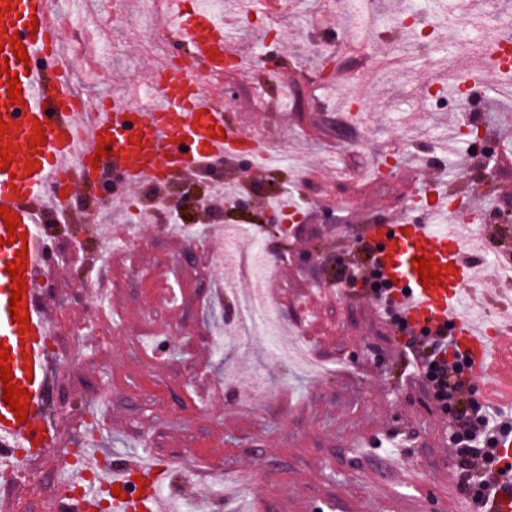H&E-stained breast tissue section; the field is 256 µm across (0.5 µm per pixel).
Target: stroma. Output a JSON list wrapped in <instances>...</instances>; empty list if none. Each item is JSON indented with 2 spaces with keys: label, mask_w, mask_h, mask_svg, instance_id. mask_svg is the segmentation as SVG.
Masks as SVG:
<instances>
[{
  "label": "stroma",
  "mask_w": 512,
  "mask_h": 512,
  "mask_svg": "<svg viewBox=\"0 0 512 512\" xmlns=\"http://www.w3.org/2000/svg\"><path fill=\"white\" fill-rule=\"evenodd\" d=\"M50 2L56 18H88L84 42L114 50L70 67L74 91L88 98L126 96L184 50L181 39L134 28L144 0L120 9L114 0ZM403 2L372 0L362 13L353 0H289L272 46L236 40L255 62L225 75L236 98L224 121L240 139L255 134L288 153L278 167L254 169L240 152L218 172L136 185L106 209L78 191L79 210L42 227L49 268L40 290L60 358L48 412L61 433L106 458L172 461L162 488L170 507L192 512L221 480L234 487L223 512H463L448 418L407 384L396 328L325 284L365 220L416 223L430 198L453 196L481 215L460 228L481 259L478 285L465 291L475 321L512 320V301L493 298L512 248V223L493 212L512 198V120L490 90L465 108L434 105L429 87L445 85L449 63L478 64V49L463 37L419 42L395 23ZM266 56L280 78L261 65ZM474 124L486 129L484 144L463 135ZM387 156L400 162L391 181L378 173ZM247 166L238 208L201 217L196 199ZM288 192L297 212L287 233L272 232L269 205ZM227 224L251 228L246 245L275 261L280 319L321 373L275 359L263 329L225 341L252 288L219 260ZM89 271L96 288L86 292ZM92 316L111 322V337L80 335ZM388 430L413 435L410 455L379 440ZM357 442L367 455L352 454Z\"/></svg>",
  "instance_id": "stroma-1"
}]
</instances>
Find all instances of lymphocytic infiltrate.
Segmentation results:
<instances>
[{
	"mask_svg": "<svg viewBox=\"0 0 512 512\" xmlns=\"http://www.w3.org/2000/svg\"><path fill=\"white\" fill-rule=\"evenodd\" d=\"M340 278L351 285L362 284L364 298L401 331L403 353L414 363L427 395L448 414L456 429L452 454L459 483L478 512H489L498 493L491 479L490 465L503 425L489 410L475 403L474 387L452 339L440 332L407 333L395 309L393 291L370 257L354 258L350 266L342 270Z\"/></svg>",
	"mask_w": 512,
	"mask_h": 512,
	"instance_id": "lymphocytic-infiltrate-1",
	"label": "lymphocytic infiltrate"
}]
</instances>
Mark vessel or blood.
<instances>
[{"instance_id":"obj_1","label":"vessel or blood","mask_w":512,"mask_h":512,"mask_svg":"<svg viewBox=\"0 0 512 512\" xmlns=\"http://www.w3.org/2000/svg\"><path fill=\"white\" fill-rule=\"evenodd\" d=\"M173 8L174 31L183 34L205 60L214 82L165 64L157 74L168 85L156 87L151 111H132L128 99L122 98L108 109L78 112L58 74L59 25L51 18L49 0H0V60L16 74L22 89L21 102L10 104L6 78L0 75V119L10 128L0 142L13 149L8 171H0V206L18 215L16 232L21 235L13 240L0 221V346L9 351L14 381L29 394V409L22 421L0 402L1 461H15L23 454L47 456L58 434L45 411L53 385V359L47 348L49 316L37 292L45 265L39 229L45 208L64 203L75 188H87L99 163L111 165L112 196L119 199L126 186L203 169L240 145L233 131L225 128L223 113L214 108L224 90L219 78L232 51L229 36L212 13L191 7L188 0H174ZM19 44L26 49L27 61L14 56ZM480 55L501 79L512 78V61L505 57L502 40H485ZM39 126L46 143L38 148L29 141ZM102 144L109 152L96 156ZM362 231L379 242L373 258L384 277L406 290L408 326L432 332L452 328L457 348L468 361L469 378L488 380L486 397L511 405L512 349L483 333L460 312L462 290L475 276L466 237L444 224L406 221L366 224ZM21 250L26 253L23 306L30 320L26 332L12 321L9 304L15 280L7 265ZM419 257L432 260L440 284L423 286L415 263ZM167 469V464L141 459L115 463L104 482L105 487L120 488L119 495L110 499L112 512H164L160 489Z\"/></svg>"}]
</instances>
